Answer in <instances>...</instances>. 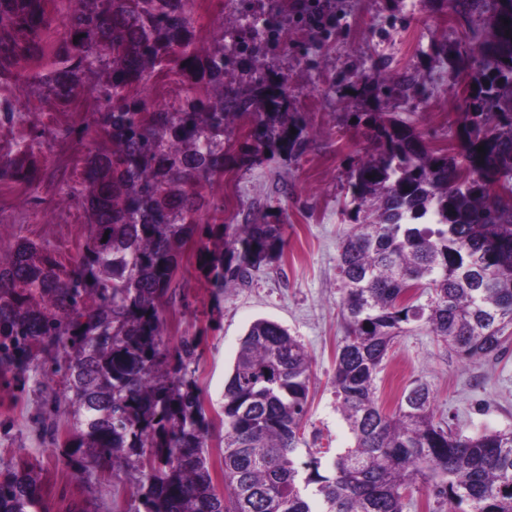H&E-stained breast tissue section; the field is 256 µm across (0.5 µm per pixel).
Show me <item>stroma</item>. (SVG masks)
Listing matches in <instances>:
<instances>
[{
    "label": "stroma",
    "mask_w": 512,
    "mask_h": 512,
    "mask_svg": "<svg viewBox=\"0 0 512 512\" xmlns=\"http://www.w3.org/2000/svg\"><path fill=\"white\" fill-rule=\"evenodd\" d=\"M311 0H249L257 20L271 19L280 29L276 46L242 69L226 75L238 85L264 75L287 74L290 109L306 142L296 157L274 155L243 167L247 118L233 120L224 133V175L206 188L223 208L228 224L257 217L283 227V253L257 272L250 286L230 285L216 292L197 262V241L182 254L175 295L161 300L163 343L174 348L186 337L200 342L196 372L215 416L224 404V386L250 325L277 321L305 345L313 360L311 405L300 461L323 450L336 454L351 446L352 434L336 409L331 388L336 346L343 334L337 257L351 225L344 213L351 199L348 182L376 145L352 120L357 112H383L409 124L433 150H456L455 133L464 118L458 69L473 62V43L465 39L451 0H329L334 26L313 28L298 14ZM197 45L208 48L220 30L234 31L235 0H204L195 7ZM416 80L414 91L390 96L360 93L365 75ZM132 94L163 107L185 92L173 67L155 73ZM17 119L0 116V155L34 145L38 170L30 184L0 180V246L27 239L47 246L62 265L85 247L91 216L70 192L79 188L86 152L105 146L93 130L100 102L83 95L63 106L33 93L26 83L5 90ZM39 366L25 377L0 374V477L19 463L32 465L41 478L43 512H134L138 472L111 464L84 469L67 448L72 421L55 418L56 433L42 420L46 402L61 396L60 377L43 376ZM426 383L440 416L465 433L512 430V345L497 359L461 363L424 327L400 336L389 352L376 385L386 410H394L402 390Z\"/></svg>",
    "instance_id": "35a3bbf8"
}]
</instances>
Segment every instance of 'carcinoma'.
Returning a JSON list of instances; mask_svg holds the SVG:
<instances>
[{
  "mask_svg": "<svg viewBox=\"0 0 512 512\" xmlns=\"http://www.w3.org/2000/svg\"><path fill=\"white\" fill-rule=\"evenodd\" d=\"M53 2L52 17L46 0H0V85L21 78V61L47 59L26 80L61 104L95 96L96 126L110 146L84 159L78 200L92 227L70 267L28 241L0 252V372L21 374L39 355L54 356L47 373L69 393L68 447L81 465L139 469L134 512H405L419 483L448 512L463 503L467 512H512V430L451 428L418 380L388 412L375 385L412 323L463 362L497 357L512 331V0H452L459 17L477 15L487 30L466 77L460 152L433 151L382 113L356 115L377 147L351 174L353 224L337 258L344 335L331 381L353 444L327 475L311 458L304 478L295 459L312 376L304 344L273 320L253 322L215 429L195 379L199 343L185 337L166 350L159 311L193 235L198 265L218 291L251 284L284 246L280 224H238L227 243L224 225L199 224L201 213L219 210L205 187L224 175L230 121L250 118L256 152L246 161L263 148L305 150L288 111V77L224 82L243 54L276 40V27L248 25L231 45L221 36L202 51L194 0ZM54 22L64 34L48 48L43 33ZM164 63L188 82L178 104L156 108L129 95ZM32 157L31 144L0 155V179L33 182ZM41 504L34 469L0 479V512H40Z\"/></svg>",
  "mask_w": 512,
  "mask_h": 512,
  "instance_id": "cac0c4a2",
  "label": "carcinoma"
}]
</instances>
